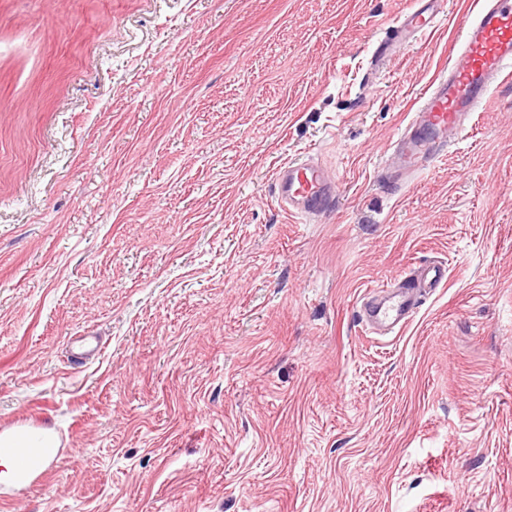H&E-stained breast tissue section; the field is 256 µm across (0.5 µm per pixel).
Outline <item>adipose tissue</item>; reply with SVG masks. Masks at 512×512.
I'll return each mask as SVG.
<instances>
[{
    "label": "adipose tissue",
    "instance_id": "ef3b65f1",
    "mask_svg": "<svg viewBox=\"0 0 512 512\" xmlns=\"http://www.w3.org/2000/svg\"><path fill=\"white\" fill-rule=\"evenodd\" d=\"M59 442L52 430L24 426L0 433V485L23 488L25 478L19 473L23 453H30L37 469H44L54 458Z\"/></svg>",
    "mask_w": 512,
    "mask_h": 512
}]
</instances>
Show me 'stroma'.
I'll return each mask as SVG.
<instances>
[{"mask_svg":"<svg viewBox=\"0 0 512 512\" xmlns=\"http://www.w3.org/2000/svg\"><path fill=\"white\" fill-rule=\"evenodd\" d=\"M470 4L378 62L413 0H0V428L59 440L0 512H512V81L392 160ZM274 177L278 198L291 213L317 214L334 203L338 185L318 163L288 162ZM447 278L445 267L427 265L417 274L404 277L395 286L377 287L362 303L363 317L374 329L386 327L391 332L413 317L422 306L424 294L439 288Z\"/></svg>","mask_w":512,"mask_h":512,"instance_id":"1","label":"stroma"}]
</instances>
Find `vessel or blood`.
Wrapping results in <instances>:
<instances>
[{"label": "vessel or blood", "instance_id": "obj_1", "mask_svg": "<svg viewBox=\"0 0 512 512\" xmlns=\"http://www.w3.org/2000/svg\"><path fill=\"white\" fill-rule=\"evenodd\" d=\"M445 11L444 0H416L415 6L392 28L391 41L379 44L385 56L415 34H430L435 18ZM459 36L453 49L460 60L429 86L397 145L407 172L424 169L465 133L473 112L491 97L492 89L512 73V0H473L457 19ZM281 204L292 213L317 214L329 208L338 185L318 163L288 162L275 172ZM447 280L445 267L428 265L397 285H383L362 303L372 327L395 329L413 317L429 291Z\"/></svg>", "mask_w": 512, "mask_h": 512}]
</instances>
